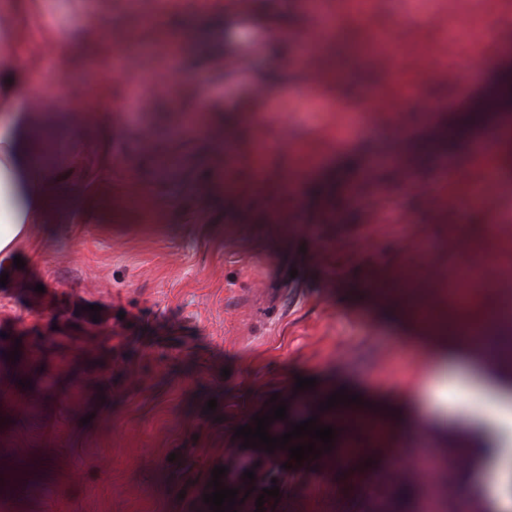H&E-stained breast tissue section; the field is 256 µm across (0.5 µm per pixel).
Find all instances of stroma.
<instances>
[{
	"label": "stroma",
	"mask_w": 512,
	"mask_h": 512,
	"mask_svg": "<svg viewBox=\"0 0 512 512\" xmlns=\"http://www.w3.org/2000/svg\"><path fill=\"white\" fill-rule=\"evenodd\" d=\"M263 2L275 32L247 71L286 80L255 91L218 65L210 0H41L19 17L32 47L56 36L74 95L147 106L73 123L71 101L50 93L41 109L66 203L0 286V512H208L212 470L272 395L308 402L344 387L385 412L430 346L406 328L417 303L454 323L512 296L494 263L467 304L455 296L481 254L512 257V170L496 185L502 228L453 204L484 175L470 145L487 121L456 106L512 59V0H498L507 34L477 70L474 45L448 38L449 15L484 25L468 0L341 5L329 32L301 0ZM375 31L395 58L360 52ZM313 67L340 71L368 112L348 142L341 114L307 91ZM231 117L257 156L231 155ZM445 169L453 180L437 183ZM300 377L314 387L296 388ZM339 435L359 440L360 458L331 450L293 465L264 512L512 502L486 493L482 466L433 498L372 455L373 433Z\"/></svg>",
	"instance_id": "35a3bbf8"
}]
</instances>
